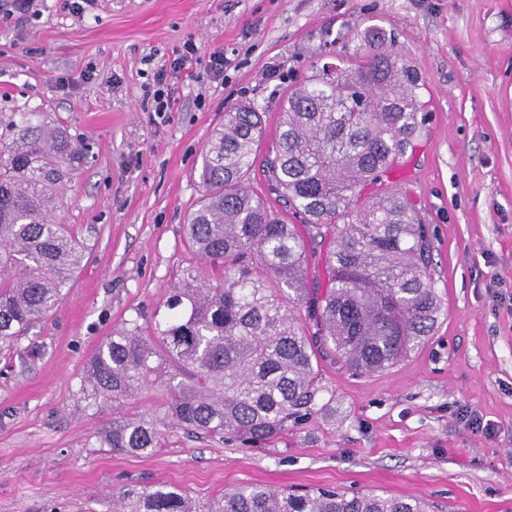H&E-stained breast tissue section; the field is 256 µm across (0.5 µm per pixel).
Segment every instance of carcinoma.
Returning a JSON list of instances; mask_svg holds the SVG:
<instances>
[{
	"instance_id": "1",
	"label": "carcinoma",
	"mask_w": 512,
	"mask_h": 512,
	"mask_svg": "<svg viewBox=\"0 0 512 512\" xmlns=\"http://www.w3.org/2000/svg\"><path fill=\"white\" fill-rule=\"evenodd\" d=\"M304 77L281 99V131L261 175L302 225L275 218L250 186L263 140L260 112L224 113L203 154L201 199L184 225L211 269L173 282L164 312L125 323L89 359L94 399L118 402L148 386L190 431L274 442L313 414L336 418L319 362L362 374L387 369L433 335L443 307L431 242L406 196L391 185L424 117L421 78L392 47ZM0 142V351L46 319L80 267L83 247L54 217L87 149L41 113L22 115ZM321 247L324 281L308 277L307 246ZM114 451L150 454V422L112 427ZM128 512H428L416 498L336 489L224 491L194 508L179 490L127 487Z\"/></svg>"
}]
</instances>
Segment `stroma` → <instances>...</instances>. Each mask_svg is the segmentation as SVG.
Wrapping results in <instances>:
<instances>
[{
    "mask_svg": "<svg viewBox=\"0 0 512 512\" xmlns=\"http://www.w3.org/2000/svg\"><path fill=\"white\" fill-rule=\"evenodd\" d=\"M418 69L427 121L392 184L430 232L445 314L419 350L355 375L324 361L336 419L280 441L187 432L159 390L114 406L82 393L113 329L147 325L183 269L202 153L225 112H262L313 68L363 57L369 35ZM195 53L173 68L186 44ZM223 56L224 69L213 60ZM169 68L171 105L151 109ZM42 112L90 143L56 217L84 245L58 307L0 355V512H122L123 487L178 488L203 505L236 487L414 497L434 512H512V0H36L0 13V132ZM486 424L475 434L470 417ZM153 420L148 456L104 447Z\"/></svg>",
    "mask_w": 512,
    "mask_h": 512,
    "instance_id": "stroma-1",
    "label": "stroma"
}]
</instances>
